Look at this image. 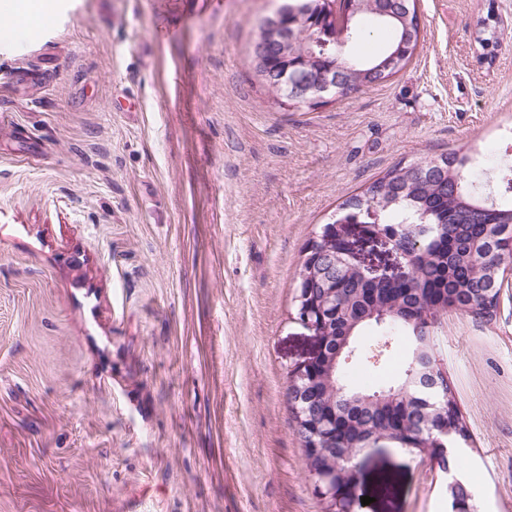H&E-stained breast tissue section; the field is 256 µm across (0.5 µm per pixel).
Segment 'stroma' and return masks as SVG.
<instances>
[{
	"label": "stroma",
	"instance_id": "stroma-1",
	"mask_svg": "<svg viewBox=\"0 0 512 512\" xmlns=\"http://www.w3.org/2000/svg\"><path fill=\"white\" fill-rule=\"evenodd\" d=\"M0 47V512H323L286 406L313 346L305 243L397 163L502 145L512 0H417L381 86L280 105L250 62L280 0H58ZM435 350L479 512H512V275ZM359 512H448L380 443Z\"/></svg>",
	"mask_w": 512,
	"mask_h": 512
}]
</instances>
